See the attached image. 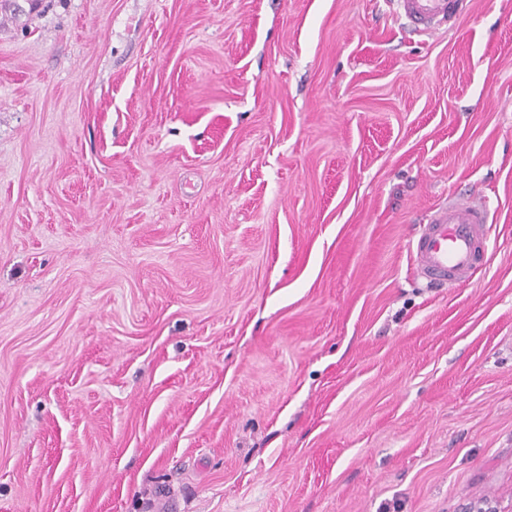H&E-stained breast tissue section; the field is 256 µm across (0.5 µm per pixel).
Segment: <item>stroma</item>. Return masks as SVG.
I'll return each mask as SVG.
<instances>
[{
    "instance_id": "1",
    "label": "stroma",
    "mask_w": 512,
    "mask_h": 512,
    "mask_svg": "<svg viewBox=\"0 0 512 512\" xmlns=\"http://www.w3.org/2000/svg\"><path fill=\"white\" fill-rule=\"evenodd\" d=\"M468 282L415 277L449 198ZM512 512V0L0 16V512ZM408 31L433 33L450 28L467 12L469 0H391ZM487 222V212L470 197L437 208L413 245L420 276L434 287L469 280L483 258V224Z\"/></svg>"
}]
</instances>
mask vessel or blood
Instances as JSON below:
<instances>
[{
	"mask_svg": "<svg viewBox=\"0 0 512 512\" xmlns=\"http://www.w3.org/2000/svg\"><path fill=\"white\" fill-rule=\"evenodd\" d=\"M469 0H395L408 30L433 33L450 27L466 13ZM486 211L471 198L462 197L436 209L413 245L421 277L434 287L469 280L483 258Z\"/></svg>",
	"mask_w": 512,
	"mask_h": 512,
	"instance_id": "b4317fda",
	"label": "vessel or blood"
}]
</instances>
